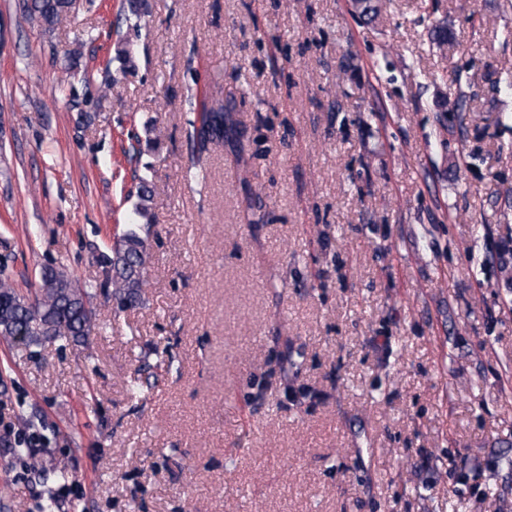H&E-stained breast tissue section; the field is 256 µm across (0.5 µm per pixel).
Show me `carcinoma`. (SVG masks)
Segmentation results:
<instances>
[{"label":"carcinoma","mask_w":512,"mask_h":512,"mask_svg":"<svg viewBox=\"0 0 512 512\" xmlns=\"http://www.w3.org/2000/svg\"><path fill=\"white\" fill-rule=\"evenodd\" d=\"M25 8L32 23L50 32L78 12L80 4L79 0H26ZM185 124L187 138L198 152L205 151L209 137L224 136V103L217 101L209 109L188 113ZM137 198L135 213L148 216L151 195L144 177L140 178ZM140 228L139 224L130 225L110 253L99 260L111 275L109 284L122 305L138 303L143 294L148 252ZM41 279L40 298L34 302L8 280L0 279V336L19 337L29 346L62 338L84 341L92 328V294L59 268L45 269Z\"/></svg>","instance_id":"cac0c4a2"}]
</instances>
